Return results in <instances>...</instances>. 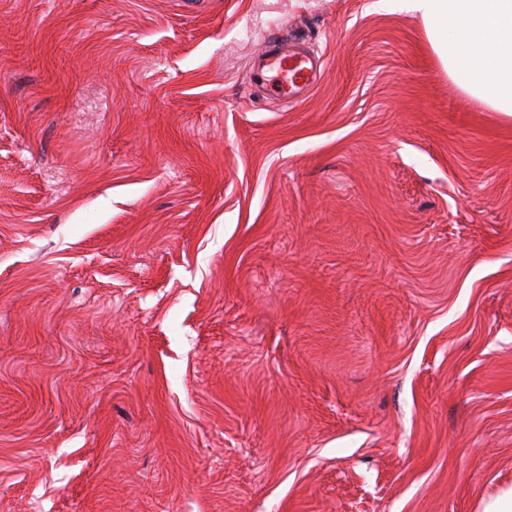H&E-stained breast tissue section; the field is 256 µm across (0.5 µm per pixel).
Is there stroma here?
Instances as JSON below:
<instances>
[{
    "instance_id": "1",
    "label": "stroma",
    "mask_w": 512,
    "mask_h": 512,
    "mask_svg": "<svg viewBox=\"0 0 512 512\" xmlns=\"http://www.w3.org/2000/svg\"><path fill=\"white\" fill-rule=\"evenodd\" d=\"M320 57L253 83L268 35ZM512 489V118L399 0H0V512H482ZM276 38H268L263 58L252 72L253 81L263 86L268 74L276 72L277 94L285 99H295L311 89L317 80L316 67L308 54L281 49Z\"/></svg>"
}]
</instances>
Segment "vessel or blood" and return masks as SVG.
I'll list each match as a JSON object with an SVG mask.
<instances>
[{
  "label": "vessel or blood",
  "instance_id": "1",
  "mask_svg": "<svg viewBox=\"0 0 512 512\" xmlns=\"http://www.w3.org/2000/svg\"><path fill=\"white\" fill-rule=\"evenodd\" d=\"M276 76V91L285 99H295L311 89L317 80L316 67L310 55L281 49L268 42L262 59L252 72L258 85H265L269 76Z\"/></svg>",
  "mask_w": 512,
  "mask_h": 512
}]
</instances>
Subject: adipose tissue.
Returning <instances> with one entry per match:
<instances>
[{
	"instance_id": "ef3b65f1",
	"label": "adipose tissue",
	"mask_w": 512,
	"mask_h": 512,
	"mask_svg": "<svg viewBox=\"0 0 512 512\" xmlns=\"http://www.w3.org/2000/svg\"><path fill=\"white\" fill-rule=\"evenodd\" d=\"M450 76L473 100L512 117V0H405Z\"/></svg>"
}]
</instances>
